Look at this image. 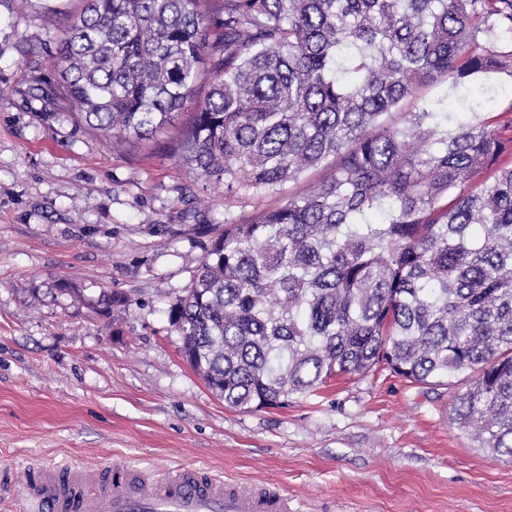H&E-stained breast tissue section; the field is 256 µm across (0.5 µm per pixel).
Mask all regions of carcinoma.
I'll list each match as a JSON object with an SVG mask.
<instances>
[{"instance_id":"obj_1","label":"carcinoma","mask_w":512,"mask_h":512,"mask_svg":"<svg viewBox=\"0 0 512 512\" xmlns=\"http://www.w3.org/2000/svg\"><path fill=\"white\" fill-rule=\"evenodd\" d=\"M501 32L512 0H82L69 17L59 106L86 129L140 145L192 101L183 162L228 193L334 158L308 193L224 225L169 304L225 405L286 408L382 363L463 374L454 423L512 462V119H384L436 76L504 69L478 40Z\"/></svg>"}]
</instances>
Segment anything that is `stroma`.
Returning a JSON list of instances; mask_svg holds the SVG:
<instances>
[{
  "instance_id": "35a3bbf8",
  "label": "stroma",
  "mask_w": 512,
  "mask_h": 512,
  "mask_svg": "<svg viewBox=\"0 0 512 512\" xmlns=\"http://www.w3.org/2000/svg\"><path fill=\"white\" fill-rule=\"evenodd\" d=\"M80 0H0V512H24L21 475L51 461L210 469L287 491L305 512H512V463L454 423L468 384L387 369L285 409L225 406L186 364L168 307L225 223L310 191L331 166L274 193L224 192L180 164L190 119L114 147L56 107L57 49ZM512 118V76L438 77L387 116ZM131 305L113 318L102 292Z\"/></svg>"
}]
</instances>
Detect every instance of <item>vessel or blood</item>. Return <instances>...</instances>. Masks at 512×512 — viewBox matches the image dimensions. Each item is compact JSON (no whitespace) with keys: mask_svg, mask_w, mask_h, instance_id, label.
<instances>
[{"mask_svg":"<svg viewBox=\"0 0 512 512\" xmlns=\"http://www.w3.org/2000/svg\"><path fill=\"white\" fill-rule=\"evenodd\" d=\"M30 512H292L287 495L224 483L185 467L164 478L148 469L104 463L95 469L49 464L20 482Z\"/></svg>","mask_w":512,"mask_h":512,"instance_id":"1","label":"vessel or blood"}]
</instances>
